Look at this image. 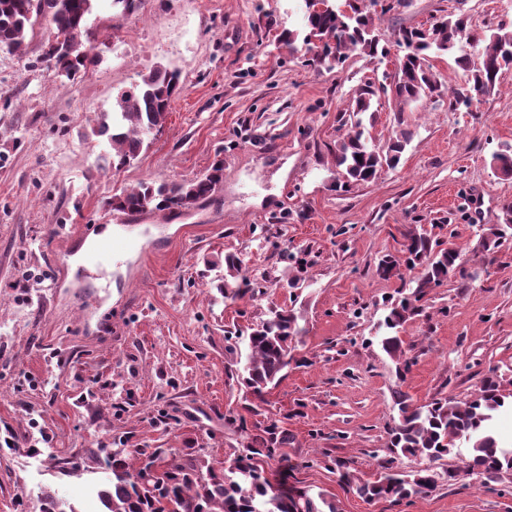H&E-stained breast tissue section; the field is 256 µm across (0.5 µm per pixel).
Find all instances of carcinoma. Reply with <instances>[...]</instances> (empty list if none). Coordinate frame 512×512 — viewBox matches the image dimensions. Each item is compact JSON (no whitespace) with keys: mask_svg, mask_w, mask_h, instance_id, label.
Segmentation results:
<instances>
[{"mask_svg":"<svg viewBox=\"0 0 512 512\" xmlns=\"http://www.w3.org/2000/svg\"><path fill=\"white\" fill-rule=\"evenodd\" d=\"M96 0H0V49L18 51L29 30L45 21L50 30L44 56L54 62L55 74L68 79L85 72L96 62L89 41L88 16ZM305 24L301 31L285 30L279 40L291 45L297 39L315 50L309 65L332 70L345 63L349 53L359 51L368 57H386V45L375 38L373 13L364 0H304ZM398 37L410 46L408 54L396 63L394 100L407 104L429 93L444 100L443 84L432 70L431 55L452 54L461 42L482 47L479 63L466 55L456 58L464 71V84L453 90L448 107L470 106L478 97L498 91L502 74L512 69V29L502 24L481 30L472 28L463 11L445 15V21L429 30L405 27ZM182 88L181 72L157 66L141 76V81L117 98L112 111L105 113L103 129H112V168L119 170L136 160L150 144L153 132L166 123L173 98ZM379 95L377 83L366 81L358 89L355 112L369 111L371 100ZM407 139L390 142L379 149L369 143L362 119L336 147V169L344 184L368 183L382 166L395 167ZM223 181V164L215 163L200 177L189 181L156 183L146 180L132 190L112 197V208L124 213L148 210L191 209L208 199ZM512 237V205L503 207L502 222L483 229L482 246L491 251L502 240ZM459 253L442 248L432 233L412 227L404 233L401 255H384L376 272L383 279L400 274V269L418 271L412 292L391 304L381 323V345L395 364L396 375L404 378L411 369L399 333L407 320L417 315L420 301L429 290L448 282L458 267ZM252 282L242 274L240 258L224 256V294L237 298L250 290ZM298 316L282 308L252 328L248 335L250 353L241 383L254 398H262L266 388L283 377L291 351L300 334ZM398 423L391 430V450L404 456H418L425 466L407 474L382 473L373 481L362 479L347 463L338 464L341 480L369 499L401 501L433 491L441 474L437 462L453 453L455 442L470 444L468 458L460 471L494 480L512 472V447L503 448L488 430L487 422L504 405L498 376L481 380L478 391L464 406L442 399L414 405L408 396L396 390ZM288 445V435L271 424L252 437L246 454L219 468L209 463L200 448H86L82 459L88 470L109 473V483L98 490L102 512H336V506L324 495L273 482L260 465L274 450ZM62 476L77 472L73 456L54 458ZM41 512H77L50 490L41 494Z\"/></svg>","mask_w":512,"mask_h":512,"instance_id":"carcinoma-1","label":"carcinoma"}]
</instances>
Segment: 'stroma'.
<instances>
[{"label":"stroma","instance_id":"stroma-1","mask_svg":"<svg viewBox=\"0 0 512 512\" xmlns=\"http://www.w3.org/2000/svg\"><path fill=\"white\" fill-rule=\"evenodd\" d=\"M459 10L474 26L494 17L512 29V0H405L378 16L379 34L391 41ZM87 24L97 63L72 81L47 66L45 23L21 51L0 49V512H17L19 498L40 512L45 489L83 507L104 475L59 477L50 458L64 450L127 437L203 448L217 463L272 423L288 444L270 469L337 512H512V475L458 474L462 439L438 463L453 479L410 501L360 497L337 467L369 480L384 465L422 467L389 449L393 390L416 404L463 403L495 374L512 399V240L487 256L480 247L482 228L512 203V177L493 160L512 145V70L468 108L374 100L362 116L372 143L409 141L396 167L343 190L335 152L353 96L394 60L306 66L302 43L278 40L302 29L301 0H142L119 18L112 0H96ZM158 64L178 69L183 89L150 147L113 170L102 115ZM218 161L223 181L199 206L128 216L144 230L131 267L78 259L104 228L121 234L113 195L146 179L190 180ZM413 224L460 258L401 331L413 362L401 380L379 325L410 281L381 279L376 265ZM229 253L258 293L224 298ZM276 307L295 311L301 335L255 414L238 370L252 325Z\"/></svg>","mask_w":512,"mask_h":512}]
</instances>
